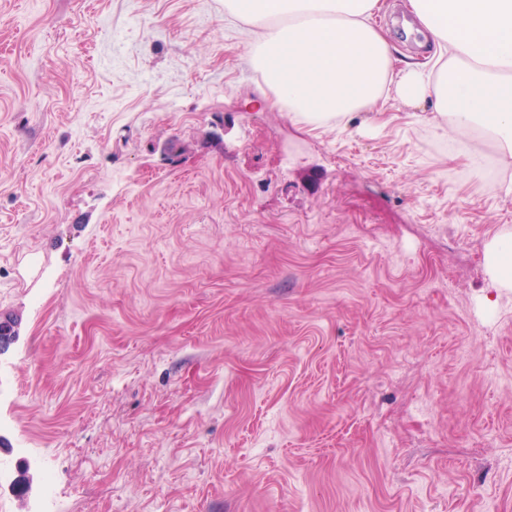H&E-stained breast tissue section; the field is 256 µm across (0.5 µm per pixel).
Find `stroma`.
I'll return each mask as SVG.
<instances>
[{"instance_id":"obj_1","label":"stroma","mask_w":512,"mask_h":512,"mask_svg":"<svg viewBox=\"0 0 512 512\" xmlns=\"http://www.w3.org/2000/svg\"><path fill=\"white\" fill-rule=\"evenodd\" d=\"M243 30L0 0V512H512V169L425 104L293 123ZM493 278L499 287L512 288V240L500 238L492 257Z\"/></svg>"}]
</instances>
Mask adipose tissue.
Returning <instances> with one entry per match:
<instances>
[{
    "instance_id": "1",
    "label": "adipose tissue",
    "mask_w": 512,
    "mask_h": 512,
    "mask_svg": "<svg viewBox=\"0 0 512 512\" xmlns=\"http://www.w3.org/2000/svg\"><path fill=\"white\" fill-rule=\"evenodd\" d=\"M382 0H224L246 24V54L273 103L297 124L323 127L393 97L431 103L437 134L491 141L512 166V0H407L432 61L394 67L374 24Z\"/></svg>"
}]
</instances>
